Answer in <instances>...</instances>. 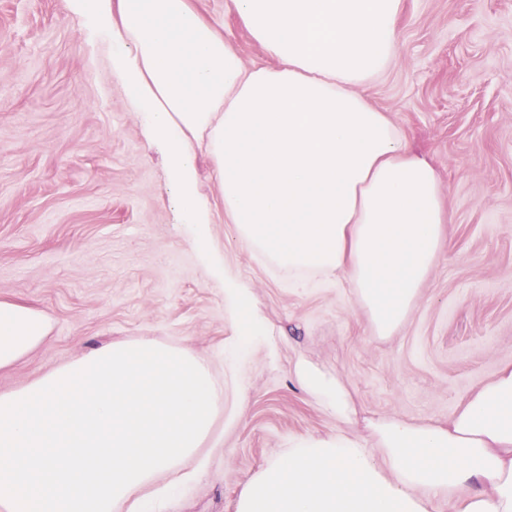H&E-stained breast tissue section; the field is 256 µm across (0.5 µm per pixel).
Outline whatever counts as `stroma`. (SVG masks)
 <instances>
[{
  "label": "stroma",
  "instance_id": "1",
  "mask_svg": "<svg viewBox=\"0 0 512 512\" xmlns=\"http://www.w3.org/2000/svg\"><path fill=\"white\" fill-rule=\"evenodd\" d=\"M246 65L270 59L232 0H193ZM362 93L435 168L453 248L394 336H374L348 284L313 290L237 239L214 164L198 154L210 253L172 203L157 145L112 69V45L73 0H0V300L44 311L45 341L0 370V392L112 342L148 338L205 360L224 388L204 472L163 512H236L243 485L294 443L371 422L447 425L512 361V0H403L390 70ZM266 334L238 367L224 275ZM305 359L338 376L351 422L296 381Z\"/></svg>",
  "mask_w": 512,
  "mask_h": 512
}]
</instances>
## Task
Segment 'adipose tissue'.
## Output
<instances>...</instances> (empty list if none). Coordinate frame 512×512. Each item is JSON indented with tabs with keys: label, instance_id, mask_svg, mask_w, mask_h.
I'll return each mask as SVG.
<instances>
[{
	"label": "adipose tissue",
	"instance_id": "ef3b65f1",
	"mask_svg": "<svg viewBox=\"0 0 512 512\" xmlns=\"http://www.w3.org/2000/svg\"><path fill=\"white\" fill-rule=\"evenodd\" d=\"M112 39L174 201L208 249L196 152L220 175L241 243L289 281L347 278L375 336L417 302L448 221L432 166L362 88L394 62L401 0H233L274 66H246L189 0H76ZM243 351L263 335L248 289L224 277ZM34 307L0 300V370L39 346ZM297 382L338 421L352 398L305 362ZM224 392L191 353L140 340L101 346L0 392V512H160L206 467ZM375 443L336 435L290 446L244 485L236 512H512V362L447 426L390 418Z\"/></svg>",
	"mask_w": 512,
	"mask_h": 512
}]
</instances>
